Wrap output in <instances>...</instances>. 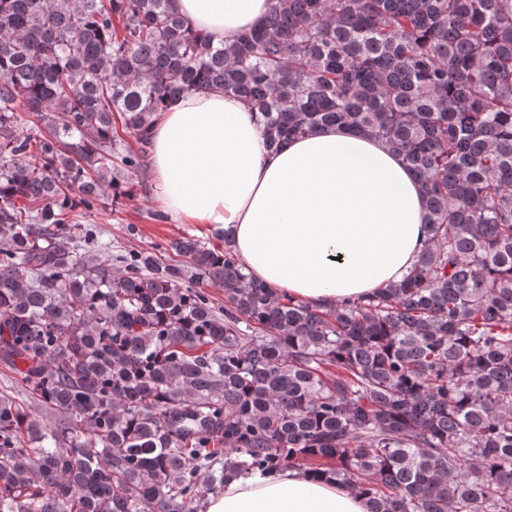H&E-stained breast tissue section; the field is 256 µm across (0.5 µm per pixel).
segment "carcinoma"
Returning a JSON list of instances; mask_svg holds the SVG:
<instances>
[{
  "mask_svg": "<svg viewBox=\"0 0 512 512\" xmlns=\"http://www.w3.org/2000/svg\"><path fill=\"white\" fill-rule=\"evenodd\" d=\"M169 2L0 0V512H200L288 467L369 512H512V0H269L226 45ZM213 89L272 150L342 125L401 155L404 279L312 307L227 247L81 223Z\"/></svg>",
  "mask_w": 512,
  "mask_h": 512,
  "instance_id": "1",
  "label": "carcinoma"
}]
</instances>
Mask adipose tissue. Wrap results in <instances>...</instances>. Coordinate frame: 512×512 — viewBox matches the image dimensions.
I'll return each instance as SVG.
<instances>
[{"label":"adipose tissue","mask_w":512,"mask_h":512,"mask_svg":"<svg viewBox=\"0 0 512 512\" xmlns=\"http://www.w3.org/2000/svg\"><path fill=\"white\" fill-rule=\"evenodd\" d=\"M214 42L263 21L268 0H171ZM152 172L166 213L229 229L256 280L313 306L342 303L403 278L425 241L419 181L382 141L330 126L268 148L238 97L190 92L155 115ZM206 512H368L364 497L291 467L238 476Z\"/></svg>","instance_id":"adipose-tissue-1"}]
</instances>
